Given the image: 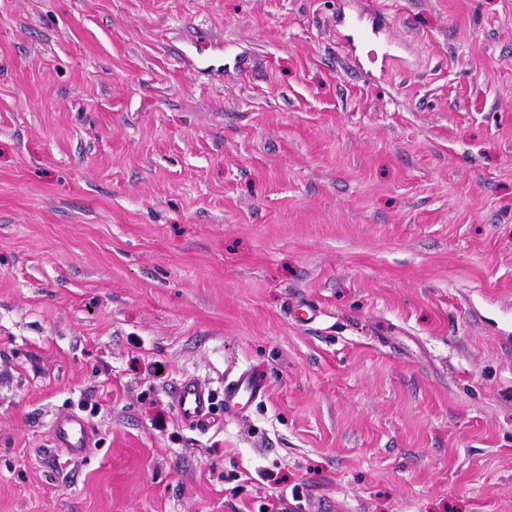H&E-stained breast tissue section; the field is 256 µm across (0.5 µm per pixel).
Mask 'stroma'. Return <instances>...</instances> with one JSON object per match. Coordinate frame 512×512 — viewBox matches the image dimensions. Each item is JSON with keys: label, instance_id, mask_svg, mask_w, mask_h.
Segmentation results:
<instances>
[{"label": "stroma", "instance_id": "obj_1", "mask_svg": "<svg viewBox=\"0 0 512 512\" xmlns=\"http://www.w3.org/2000/svg\"><path fill=\"white\" fill-rule=\"evenodd\" d=\"M0 512H512V0H0ZM265 391V381L250 369L239 372L224 381V417L234 420L241 412L260 399ZM179 415L198 430H207L215 422L212 413V395L192 378L181 381L174 391ZM57 448H63L68 454L77 456L90 446L91 434L87 424L77 416L58 420L54 427Z\"/></svg>", "mask_w": 512, "mask_h": 512}]
</instances>
